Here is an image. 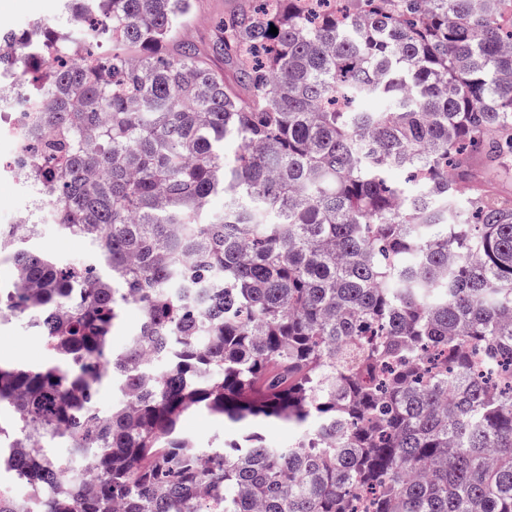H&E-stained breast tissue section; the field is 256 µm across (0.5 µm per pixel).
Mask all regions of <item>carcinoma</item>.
I'll list each match as a JSON object with an SVG mask.
<instances>
[{"label":"carcinoma","instance_id":"1","mask_svg":"<svg viewBox=\"0 0 512 512\" xmlns=\"http://www.w3.org/2000/svg\"><path fill=\"white\" fill-rule=\"evenodd\" d=\"M505 1L243 0L212 44L234 86L186 35L193 0H67L93 40L0 33L64 45L0 70L48 127L27 162L56 232L96 250L62 264L0 225V319L54 359L0 361V469L43 512H512V201L471 174L512 178ZM461 188L472 224L448 223ZM190 410L222 446L183 436ZM271 418L288 447L238 428ZM140 325L139 310L127 307L121 323L115 328L112 335V344L117 351L123 350L130 339L137 332ZM181 431L198 448H211L224 443V421L190 411L181 420Z\"/></svg>","mask_w":512,"mask_h":512}]
</instances>
